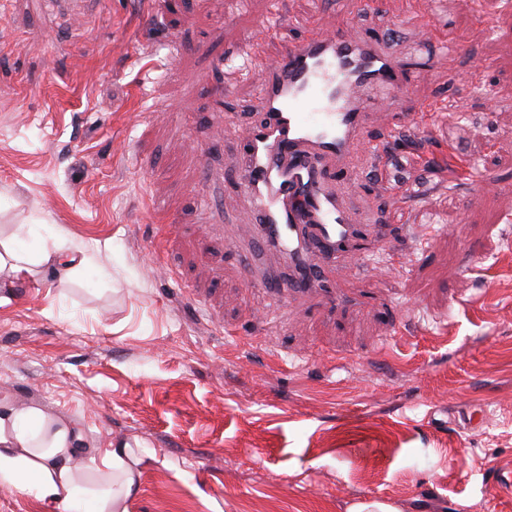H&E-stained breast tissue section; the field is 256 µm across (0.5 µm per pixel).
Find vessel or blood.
<instances>
[{
  "label": "vessel or blood",
  "mask_w": 512,
  "mask_h": 512,
  "mask_svg": "<svg viewBox=\"0 0 512 512\" xmlns=\"http://www.w3.org/2000/svg\"><path fill=\"white\" fill-rule=\"evenodd\" d=\"M373 6L374 0H353L349 18L336 31L317 28L303 42L282 40L271 60L261 42L251 45V57L265 62L267 75L255 94V118L241 133L244 152L235 184L249 206L257 247L279 253L288 265L287 282L271 276L248 281L273 298L286 289H326L335 262L367 256L375 218L347 207L344 199L363 166L386 161L382 147L361 139L373 100L394 101L411 78L385 38L356 23V15ZM401 21L422 22L412 11ZM425 25L424 47L455 61L463 43L438 37L435 22Z\"/></svg>",
  "instance_id": "b4317fda"
}]
</instances>
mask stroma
I'll use <instances>...</instances> for the list:
<instances>
[{"instance_id": "obj_1", "label": "stroma", "mask_w": 512, "mask_h": 512, "mask_svg": "<svg viewBox=\"0 0 512 512\" xmlns=\"http://www.w3.org/2000/svg\"><path fill=\"white\" fill-rule=\"evenodd\" d=\"M350 0H98L67 23L37 0L0 22V243L83 250L84 273L42 269L0 302V403L42 407L85 448L145 456L130 512H512V194L473 192L476 160L512 182V8L376 0L387 34L408 8L449 22L455 63L392 50L412 79L376 107L450 101L456 120L390 143L385 178L350 198L384 220L356 298L276 304L246 289L276 265L241 241L236 130L263 66L242 56L268 21L305 40ZM235 114L212 121L217 96ZM435 161L423 170L421 159ZM175 219L156 246L154 204Z\"/></svg>"}]
</instances>
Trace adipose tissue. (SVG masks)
<instances>
[{
  "mask_svg": "<svg viewBox=\"0 0 512 512\" xmlns=\"http://www.w3.org/2000/svg\"><path fill=\"white\" fill-rule=\"evenodd\" d=\"M35 263L72 276L85 259L58 245L43 247L35 257L13 245L0 251V284L30 272ZM80 439L39 408H0V488L33 496L46 512H129L140 457L116 442L99 451V463L90 470L80 456Z\"/></svg>",
  "mask_w": 512,
  "mask_h": 512,
  "instance_id": "adipose-tissue-1",
  "label": "adipose tissue"
}]
</instances>
